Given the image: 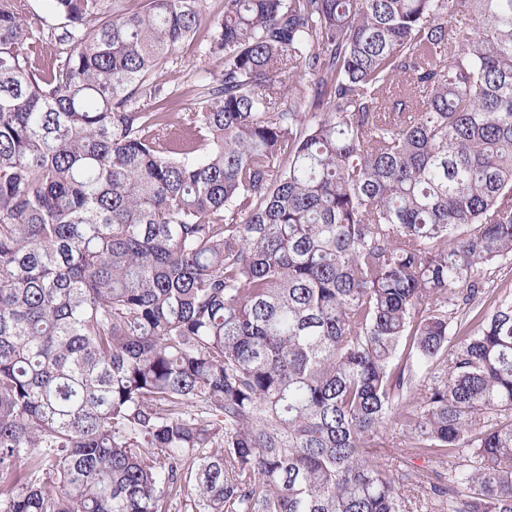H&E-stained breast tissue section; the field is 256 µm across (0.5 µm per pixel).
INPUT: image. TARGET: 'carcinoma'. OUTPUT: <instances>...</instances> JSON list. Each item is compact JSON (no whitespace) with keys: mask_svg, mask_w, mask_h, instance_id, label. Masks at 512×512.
Here are the masks:
<instances>
[{"mask_svg":"<svg viewBox=\"0 0 512 512\" xmlns=\"http://www.w3.org/2000/svg\"><path fill=\"white\" fill-rule=\"evenodd\" d=\"M52 4L0 0V512H512V0H224L180 112L203 0ZM176 62V63H175ZM174 65L158 75L157 80L166 90L178 88L185 93L182 98L183 107L198 106L201 102L197 97L195 85L200 78L211 74H218L223 69V62L216 57H209L203 52L200 41L194 40L183 44L176 53Z\"/></svg>","mask_w":512,"mask_h":512,"instance_id":"1","label":"carcinoma"}]
</instances>
